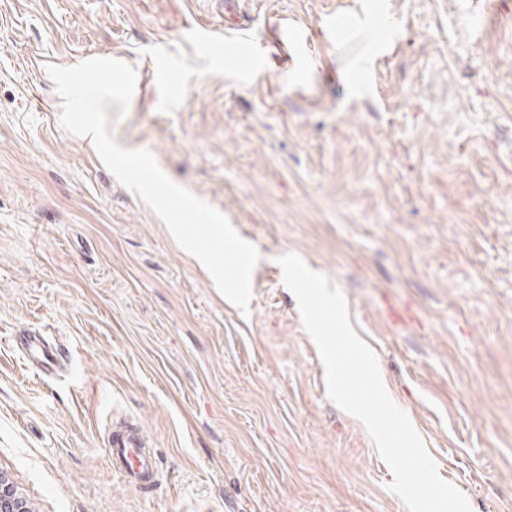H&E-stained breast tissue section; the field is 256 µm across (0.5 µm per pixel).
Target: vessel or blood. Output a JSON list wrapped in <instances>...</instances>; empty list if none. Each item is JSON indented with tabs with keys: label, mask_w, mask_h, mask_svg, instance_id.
I'll return each instance as SVG.
<instances>
[{
	"label": "vessel or blood",
	"mask_w": 512,
	"mask_h": 512,
	"mask_svg": "<svg viewBox=\"0 0 512 512\" xmlns=\"http://www.w3.org/2000/svg\"><path fill=\"white\" fill-rule=\"evenodd\" d=\"M27 360L45 376L55 374L61 366L62 353L49 337L27 336L23 343ZM108 454L113 467L129 481L149 487L158 471L156 455L147 447L141 431L131 425H112Z\"/></svg>",
	"instance_id": "obj_1"
}]
</instances>
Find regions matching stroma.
Instances as JSON below:
<instances>
[{
	"instance_id": "obj_1",
	"label": "stroma",
	"mask_w": 512,
	"mask_h": 512,
	"mask_svg": "<svg viewBox=\"0 0 512 512\" xmlns=\"http://www.w3.org/2000/svg\"><path fill=\"white\" fill-rule=\"evenodd\" d=\"M0 0V470L34 512H407L278 264L345 294L441 479L512 512V14L500 0ZM367 14L365 27L355 15ZM265 45L252 60L238 33ZM147 85L125 148L253 243L249 315L62 126L48 65ZM50 337L40 379L17 333ZM156 451L112 467L113 421ZM107 451L113 467L129 481L145 487L155 484L158 471L156 455L147 448L138 428L113 423Z\"/></svg>"
}]
</instances>
